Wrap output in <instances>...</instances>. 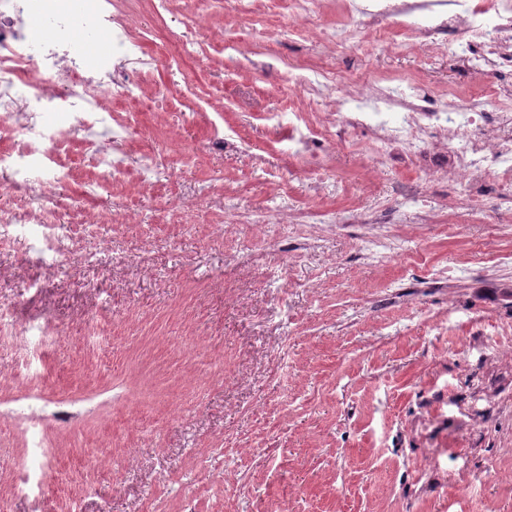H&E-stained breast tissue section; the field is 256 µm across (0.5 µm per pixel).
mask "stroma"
I'll list each match as a JSON object with an SVG mask.
<instances>
[{
    "label": "stroma",
    "instance_id": "1",
    "mask_svg": "<svg viewBox=\"0 0 512 512\" xmlns=\"http://www.w3.org/2000/svg\"><path fill=\"white\" fill-rule=\"evenodd\" d=\"M247 2L203 0L199 37L242 42L249 63L217 54L173 72L161 58L142 81L196 91L141 108L119 149L132 169L152 158L151 195L96 189L74 136L55 192L128 207L129 223L65 222L46 247L5 227L0 303L55 342L0 334V512H512V484L456 491L512 470V263L492 259L512 252V223H420L449 193L422 179L433 158L374 162L362 130L330 153L339 191L312 197L285 140L300 99L288 62L325 49L305 29L268 39L260 0ZM336 71L362 87L406 74L431 93L480 83L464 58L369 38ZM372 200L387 223H349ZM285 205L327 221L262 223ZM75 248L85 261H66ZM33 423L69 477L52 491L28 463Z\"/></svg>",
    "mask_w": 512,
    "mask_h": 512
}]
</instances>
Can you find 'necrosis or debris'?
<instances>
[{
    "label": "necrosis or debris",
    "mask_w": 512,
    "mask_h": 512,
    "mask_svg": "<svg viewBox=\"0 0 512 512\" xmlns=\"http://www.w3.org/2000/svg\"><path fill=\"white\" fill-rule=\"evenodd\" d=\"M345 13L364 14L372 38L381 45L404 36L406 45L437 54L474 60L477 74H497L512 64V0H343ZM181 26L171 32L170 53L176 63L191 57L201 13L187 0ZM454 40L438 41L443 28ZM95 44L93 53L81 46ZM154 33L133 23L126 0H0V170L51 169L54 181L70 174L67 146L79 133L91 141L84 159L101 174V185L127 178L128 168L113 159L108 144L92 136L118 104L134 111L139 80L157 62ZM312 79L301 93L316 96L326 109L308 122L305 107L294 110L290 150L317 155L363 129L375 136L378 151L398 144L415 152L426 139L446 145L447 161L429 169L446 176L455 197L434 201V211L461 203L464 222H502L512 218V85H491L466 97L447 90L422 102L409 80L385 76L366 95L340 94L334 58L312 66ZM45 112L67 119L54 133L41 124ZM9 207L0 208V223L26 227L49 243L63 203L46 184L0 183Z\"/></svg>",
    "instance_id": "4bbe7bcc"
}]
</instances>
